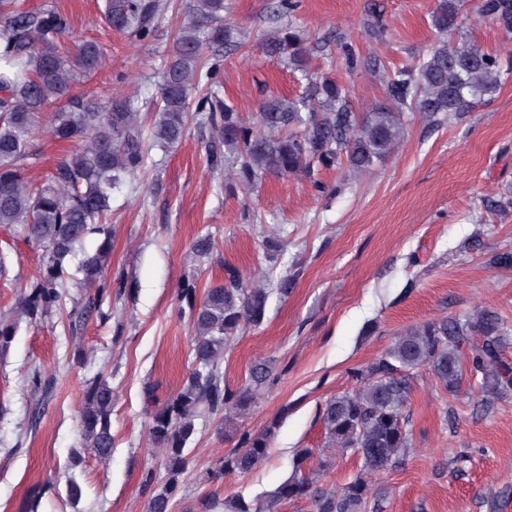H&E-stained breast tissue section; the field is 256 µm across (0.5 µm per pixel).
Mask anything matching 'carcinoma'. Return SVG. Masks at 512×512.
<instances>
[{"label":"carcinoma","instance_id":"1","mask_svg":"<svg viewBox=\"0 0 512 512\" xmlns=\"http://www.w3.org/2000/svg\"><path fill=\"white\" fill-rule=\"evenodd\" d=\"M465 0H439L431 14L435 42L414 64L384 70L386 100L356 115L349 89L309 66L311 49L292 13L294 0H278L276 11L288 18L260 41L263 53L301 72L305 92L298 98L273 96L261 102L253 121L222 103L213 90L221 51L242 47L240 30L224 22V0H195L191 19L176 30L159 86V118L149 131L152 145L163 149L181 141L194 111L216 134L205 147L211 168L235 171L249 188L268 173L288 177L313 168L332 169L347 161L365 170L385 158L403 129L406 112L435 118L470 112L499 91V58L474 44L450 42L463 15ZM171 0H106L103 17L113 30L147 39L155 22L176 11ZM478 15L512 37V0H481ZM67 18L54 5L19 8L17 0H0V224L14 225L43 250V266L28 285L24 311L34 320L60 305L66 265L94 283L105 272L112 236L104 220L112 187L135 176L145 165L144 129L131 101L80 92V78L101 65L97 44L84 41L64 47ZM56 109L46 112L48 106ZM57 142L74 145L51 178L32 188L25 170L37 156L33 134L42 117ZM102 241L94 253H78L87 237ZM197 281L184 280L178 297L197 331L194 368L183 386L159 404L154 388L145 390L150 409L149 435L163 450L164 476H143L153 488L148 512H172V495L186 473L188 445L196 421L246 407L252 389L274 378L272 361L251 365L246 384L224 385L219 362L224 349L249 326L262 323L269 292L248 288L232 266L224 267V284L197 297ZM110 291L106 283L86 302L83 313L99 312ZM507 345L497 312L481 310L465 320H434L397 338L372 361L350 371L355 386L324 404L320 420L331 444L356 454L364 473L385 471L402 463L411 447L412 430L405 414L414 375L423 368L448 392L455 393L465 374L481 377L488 398L512 393V364L502 358ZM112 387L101 375L88 380L80 424L84 447L100 459L112 456ZM275 426L243 433L224 455L222 471L247 474L269 453ZM313 449L296 454L293 474L275 495L255 506L239 500L233 512H275L278 502L306 498L313 512H382L386 493L371 490L361 475L332 490L316 484L305 471Z\"/></svg>","mask_w":512,"mask_h":512}]
</instances>
